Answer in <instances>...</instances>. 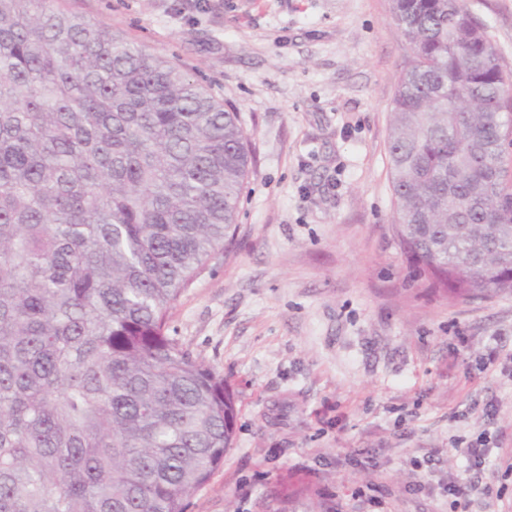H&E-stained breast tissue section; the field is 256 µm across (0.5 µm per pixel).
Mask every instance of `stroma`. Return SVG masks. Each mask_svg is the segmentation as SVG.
<instances>
[{
  "mask_svg": "<svg viewBox=\"0 0 512 512\" xmlns=\"http://www.w3.org/2000/svg\"><path fill=\"white\" fill-rule=\"evenodd\" d=\"M512 73V0H465ZM189 74L248 135L234 233L166 332L236 399L187 512H512V295L448 301L392 232L389 0H57ZM488 450L469 471L460 450ZM372 458L366 479L360 459ZM477 480L466 498L456 480Z\"/></svg>",
  "mask_w": 512,
  "mask_h": 512,
  "instance_id": "obj_1",
  "label": "stroma"
}]
</instances>
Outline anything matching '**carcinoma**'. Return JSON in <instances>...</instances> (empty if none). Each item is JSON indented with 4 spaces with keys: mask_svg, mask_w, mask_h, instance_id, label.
Returning a JSON list of instances; mask_svg holds the SVG:
<instances>
[{
    "mask_svg": "<svg viewBox=\"0 0 512 512\" xmlns=\"http://www.w3.org/2000/svg\"><path fill=\"white\" fill-rule=\"evenodd\" d=\"M393 232L435 295H512V75L463 0H391ZM238 115L55 0H0V512H185L234 447L166 335L248 172Z\"/></svg>",
    "mask_w": 512,
    "mask_h": 512,
    "instance_id": "1",
    "label": "carcinoma"
}]
</instances>
